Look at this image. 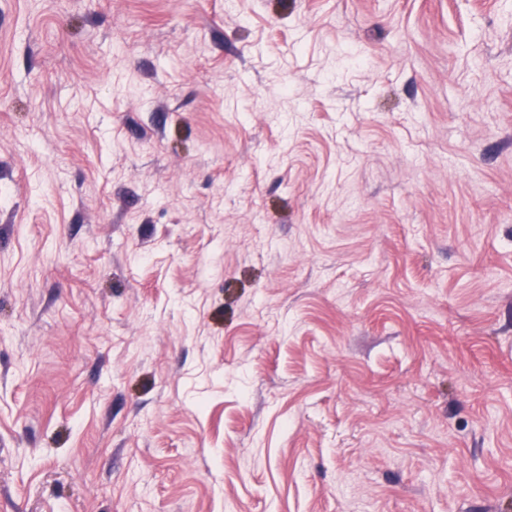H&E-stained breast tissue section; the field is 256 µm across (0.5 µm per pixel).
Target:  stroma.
<instances>
[{"label": "stroma", "instance_id": "35a3bbf8", "mask_svg": "<svg viewBox=\"0 0 512 512\" xmlns=\"http://www.w3.org/2000/svg\"><path fill=\"white\" fill-rule=\"evenodd\" d=\"M512 0H0V512H504Z\"/></svg>", "mask_w": 512, "mask_h": 512}]
</instances>
